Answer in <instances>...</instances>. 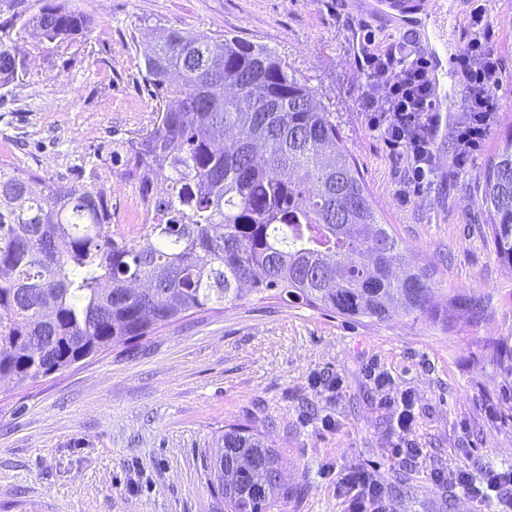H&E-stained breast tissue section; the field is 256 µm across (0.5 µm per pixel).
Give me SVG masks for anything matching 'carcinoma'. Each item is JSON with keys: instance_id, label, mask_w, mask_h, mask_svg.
<instances>
[{"instance_id": "cac0c4a2", "label": "carcinoma", "mask_w": 512, "mask_h": 512, "mask_svg": "<svg viewBox=\"0 0 512 512\" xmlns=\"http://www.w3.org/2000/svg\"><path fill=\"white\" fill-rule=\"evenodd\" d=\"M93 20L58 0L0 24V89L26 63L28 35L68 48ZM154 122L112 150L142 184L143 239L112 229L104 190L0 168V382H35L157 326L247 291L359 321L435 316L430 267L383 224L339 131L306 84L262 46L171 30L144 46ZM482 201L512 267V143ZM258 457L261 468L242 467ZM227 512H271L278 454L258 430H224L206 457ZM235 484L224 492V474Z\"/></svg>"}]
</instances>
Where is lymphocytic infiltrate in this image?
Here are the masks:
<instances>
[{"label":"lymphocytic infiltrate","instance_id":"lymphocytic-infiltrate-1","mask_svg":"<svg viewBox=\"0 0 512 512\" xmlns=\"http://www.w3.org/2000/svg\"><path fill=\"white\" fill-rule=\"evenodd\" d=\"M368 78L364 94L367 125L393 148L402 150L410 180L423 183L433 172V141L436 134L433 83L429 62L409 41L385 45L366 41L357 56ZM459 67L469 81V105L456 130L457 159H465L487 138L498 103L492 93L498 81L499 64L493 49L473 38L461 51ZM452 479L476 503L488 501L502 484H512V471L489 473L483 482H473L465 470L451 476L434 474L435 482ZM336 492L344 497L348 512H389L382 486L364 469L343 470L336 475Z\"/></svg>","mask_w":512,"mask_h":512}]
</instances>
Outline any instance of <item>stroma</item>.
<instances>
[{"mask_svg":"<svg viewBox=\"0 0 512 512\" xmlns=\"http://www.w3.org/2000/svg\"><path fill=\"white\" fill-rule=\"evenodd\" d=\"M95 21L71 49L27 38L28 71L0 90V166L109 190L113 224L141 202L115 144L137 137L157 100L141 52L171 30L228 35L266 47L332 112L372 201L412 262L429 265L447 322L394 316L352 321L290 299L254 295L155 329L36 382L0 384V512H224L205 454L226 426L258 428L282 458L286 492L273 512H345L336 472L364 468L390 512H469L470 498L434 470L483 480L512 470V268L496 255L481 201L484 173L512 141V0H440L430 31L400 27L372 0H68ZM485 13L499 59L496 122L466 165L454 128L467 80L446 74L452 112L434 138V174L421 186L365 119L364 32L461 51ZM476 294L490 313L472 324L453 295ZM390 382L377 387L376 373ZM340 388H332V381ZM414 400L424 460L396 450L394 402Z\"/></svg>","mask_w":512,"mask_h":512,"instance_id":"1","label":"stroma"}]
</instances>
